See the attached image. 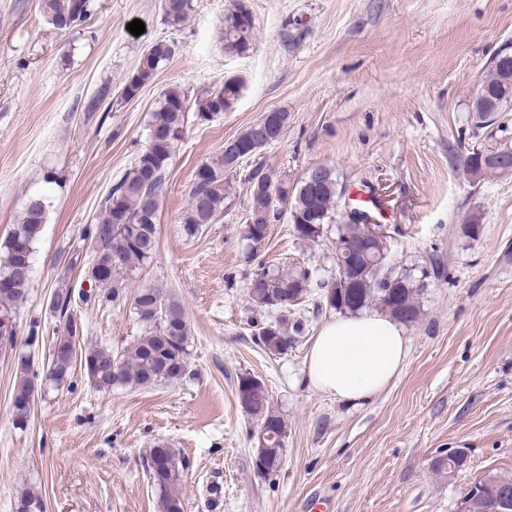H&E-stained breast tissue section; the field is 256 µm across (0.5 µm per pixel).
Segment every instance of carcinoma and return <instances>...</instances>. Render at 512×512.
Wrapping results in <instances>:
<instances>
[{"label": "carcinoma", "instance_id": "cac0c4a2", "mask_svg": "<svg viewBox=\"0 0 512 512\" xmlns=\"http://www.w3.org/2000/svg\"><path fill=\"white\" fill-rule=\"evenodd\" d=\"M44 12L51 23L65 32L91 17L92 0H42ZM166 20L171 25L184 22L193 10V0H161ZM254 21L251 12L239 2L224 14V51L230 55L245 53L251 45ZM175 53L174 45L160 39L154 42L140 59L135 75L126 86V96L133 98L149 83L159 66ZM243 89L237 77H228L224 84L207 92L196 104V117L210 121L232 111ZM186 95L174 88L160 95L150 113L147 145L138 154L134 165L111 188L105 207L89 225L86 238L98 244L93 251L92 264L86 272L96 292L84 300L96 297L116 303L125 296V274L150 259L157 251L158 210L160 200L168 188V168L183 139L188 122ZM512 46L501 48L490 62L487 74L481 80L469 113L468 128L471 142L463 157L471 158L470 149L486 151L505 149L502 142L482 143L481 131L496 126L506 133L512 118ZM267 147L260 141L258 126L253 123L238 136L224 142L215 156L197 169L189 191L188 205L181 223L189 235L199 232L205 224L214 221L224 210L229 195L228 169L230 152L239 148L250 151L251 169L247 184L246 221L244 237L253 246L263 243L273 224L288 214L295 236L307 244L318 243L326 233L327 225H336L332 243H343L347 236H366L369 230L354 227L350 215H336L338 198L346 191L336 169L322 167L327 173L314 190L305 186L313 173L308 170L294 185L278 181L259 160L258 153ZM47 219V205L43 196H30L23 208L17 229L8 233L0 243V349L14 344L15 325L12 309L23 303L29 294L34 245ZM312 271L299 262L275 271L262 270L253 274L248 284V297L253 307L277 312L275 321L259 328L258 342L272 354H285L295 342V336L304 332L300 320L288 325V314L303 302L309 293ZM418 292L411 277L385 270V265L374 266L364 261L356 265V280L334 294H324L326 306L340 314H356L374 305L393 319L413 324L419 320ZM74 290L58 288L51 297L52 311L63 319L66 341L77 350L79 362L85 364L84 375L97 389L110 391L116 386L149 387L160 383H174L188 375L191 330L183 303L172 293L161 288L138 289L132 308L142 323L143 331L120 353L107 346H80L82 324L73 313ZM76 364L64 361L49 362L44 379L31 364L21 366L11 395L14 428H27V403L36 387L59 384L72 378ZM237 398L241 408L258 424L268 429L266 446L257 448L255 468L262 474H271L274 460L283 457L286 421L270 403L265 384L250 376H241L237 382ZM188 461L168 442L156 443L150 451L147 475L159 494L161 512H185V503L178 492ZM16 512H46L43 498L31 491L21 493L15 505Z\"/></svg>", "mask_w": 512, "mask_h": 512}]
</instances>
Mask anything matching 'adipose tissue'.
I'll list each match as a JSON object with an SVG mask.
<instances>
[{
    "label": "adipose tissue",
    "instance_id": "ef3b65f1",
    "mask_svg": "<svg viewBox=\"0 0 512 512\" xmlns=\"http://www.w3.org/2000/svg\"><path fill=\"white\" fill-rule=\"evenodd\" d=\"M409 340L384 314L334 319L316 336L306 360L312 385L346 402L384 390L402 368Z\"/></svg>",
    "mask_w": 512,
    "mask_h": 512
}]
</instances>
